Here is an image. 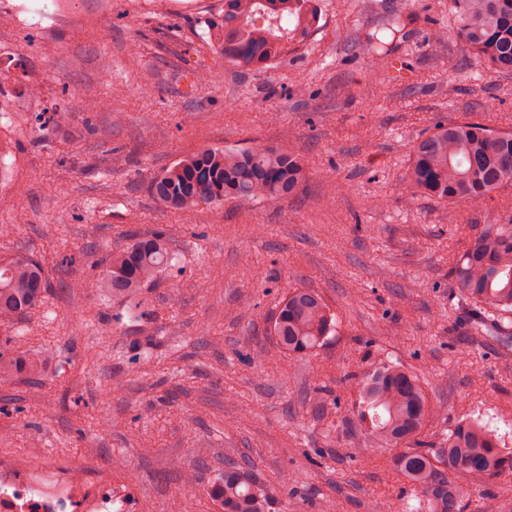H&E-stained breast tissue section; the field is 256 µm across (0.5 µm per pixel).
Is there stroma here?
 <instances>
[{"mask_svg": "<svg viewBox=\"0 0 512 512\" xmlns=\"http://www.w3.org/2000/svg\"><path fill=\"white\" fill-rule=\"evenodd\" d=\"M73 0L52 25L0 15V257L45 264L39 307L0 340L40 369L0 384V455L108 477L137 512H218L207 485L241 468L272 512H404L413 492L358 418L354 375L392 362L433 407L424 439L496 427L512 448V314L495 336L454 267L512 213V185L467 204L400 185L440 124L512 129V74L457 38L452 0H317L287 56L243 72L213 53L224 0ZM382 54L361 50L394 20ZM205 147L300 154L299 192L239 209L160 208L150 180ZM165 229L171 259L136 299L99 287L132 234ZM290 288L336 319L326 343L282 354L270 323ZM467 512H512V473L462 475Z\"/></svg>", "mask_w": 512, "mask_h": 512, "instance_id": "35a3bbf8", "label": "stroma"}]
</instances>
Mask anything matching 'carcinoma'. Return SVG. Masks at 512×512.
<instances>
[{
	"label": "carcinoma",
	"instance_id": "cac0c4a2",
	"mask_svg": "<svg viewBox=\"0 0 512 512\" xmlns=\"http://www.w3.org/2000/svg\"><path fill=\"white\" fill-rule=\"evenodd\" d=\"M454 36L471 48L488 69L512 73V0H452ZM314 0H224V16L210 23V39L224 62L241 70H260L304 41L315 25ZM414 161L401 191L440 201L471 203L512 184V132L479 121L439 125L413 148ZM306 176L295 153L253 148H204L181 159L149 185L153 198L170 211L235 200L250 208L258 200L296 193ZM167 234L155 230L135 236L112 255L105 283L112 293L136 295L168 264ZM456 286L488 311L512 313V223L489 224L454 269ZM46 288L43 264L30 256L0 262V320L29 312ZM334 315L311 288L283 296L271 322L278 349L301 356L321 346L334 332ZM36 365L23 356L0 353V381ZM359 418L386 448L398 450L395 464L421 494L420 512H464L466 495L459 474L494 479L512 471V450L501 447L496 431L478 422L456 426L437 440H419L430 405L418 377L383 365L358 382ZM222 512H269V496L238 467L229 466L211 484Z\"/></svg>",
	"mask_w": 512,
	"mask_h": 512
}]
</instances>
